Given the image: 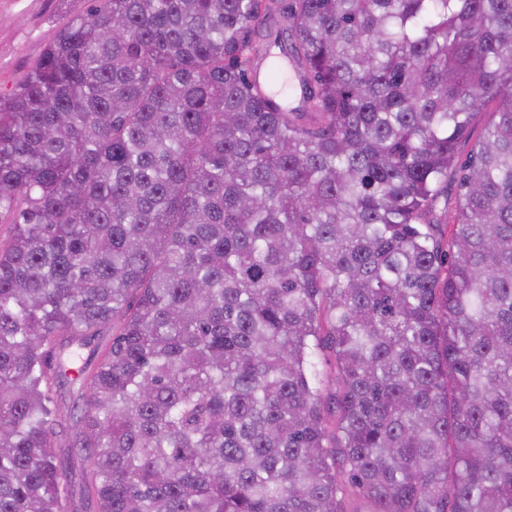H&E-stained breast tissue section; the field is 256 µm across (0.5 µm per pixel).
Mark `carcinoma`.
<instances>
[{
  "instance_id": "carcinoma-1",
  "label": "carcinoma",
  "mask_w": 512,
  "mask_h": 512,
  "mask_svg": "<svg viewBox=\"0 0 512 512\" xmlns=\"http://www.w3.org/2000/svg\"><path fill=\"white\" fill-rule=\"evenodd\" d=\"M0 210V512H512V0H88ZM487 112H490L489 107L482 111V113L476 115L474 123L467 136L460 141L457 154L458 165L462 164L466 160L470 149L480 136L484 124L486 123L489 116Z\"/></svg>"
}]
</instances>
